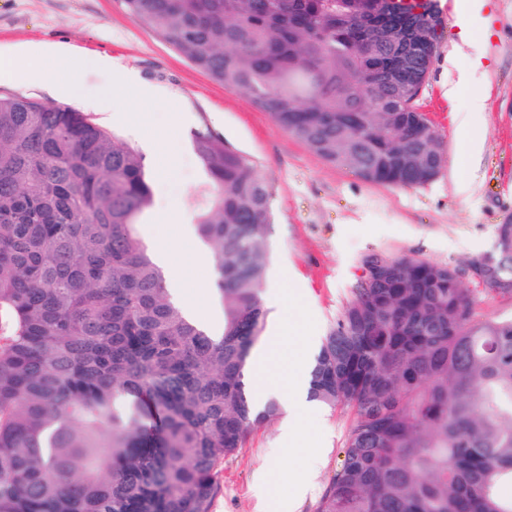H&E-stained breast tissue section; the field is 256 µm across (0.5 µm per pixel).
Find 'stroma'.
<instances>
[{
	"mask_svg": "<svg viewBox=\"0 0 512 512\" xmlns=\"http://www.w3.org/2000/svg\"><path fill=\"white\" fill-rule=\"evenodd\" d=\"M483 21L471 38L444 26L427 83L418 101L444 145V160L429 183L401 188L372 184L326 163L271 120L243 94L225 89L174 47L139 26L121 0H0V51L37 42L63 45L114 68L135 71L159 96L147 101L128 91L125 112H144L148 126L110 118L93 105L94 122L129 135L146 156L154 204L140 234L173 238L194 221L193 201L203 174L192 147L195 129L209 127L246 155L272 191L273 224L267 240L266 288L284 293L287 309L269 308L265 335L290 324L295 348L323 340L353 298L365 256L383 253L462 267L491 250L497 224L512 220V0H485ZM482 52L485 108L469 114L483 140L478 163L464 171L453 117L469 113L458 89V60ZM169 137L174 156L162 169L153 134ZM467 189H460V179ZM179 221L164 224L161 208ZM352 413L319 406L301 416L297 439L285 440L279 420L253 430L244 448L224 462L212 512H287L292 482L309 491L297 512H316L340 459ZM320 456L311 468V456Z\"/></svg>",
	"mask_w": 512,
	"mask_h": 512,
	"instance_id": "1",
	"label": "stroma"
}]
</instances>
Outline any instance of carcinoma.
I'll return each mask as SVG.
<instances>
[{"instance_id":"cac0c4a2","label":"carcinoma","mask_w":512,"mask_h":512,"mask_svg":"<svg viewBox=\"0 0 512 512\" xmlns=\"http://www.w3.org/2000/svg\"><path fill=\"white\" fill-rule=\"evenodd\" d=\"M134 21L241 92L327 163L427 184L440 138L403 90L431 18L387 0H123ZM192 146L218 271L214 339L168 298L137 225L153 206L129 137L68 105L0 96V512H212L224 460L280 412L243 376L262 338L271 188L208 129ZM494 281H480L476 263ZM512 296V224L465 266L372 253L309 373L352 419L317 512H512V318H476L463 287Z\"/></svg>"}]
</instances>
